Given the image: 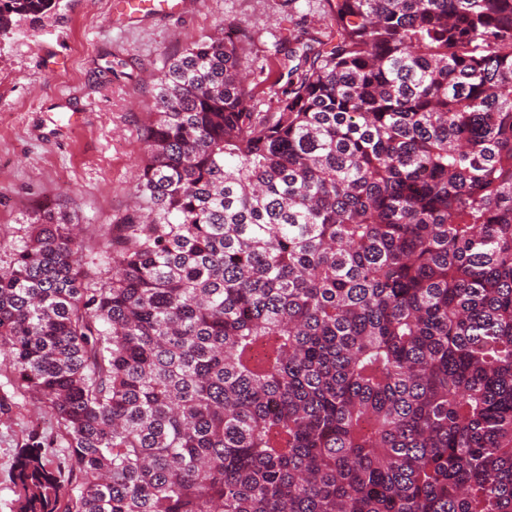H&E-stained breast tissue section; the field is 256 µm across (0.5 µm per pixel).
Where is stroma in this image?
<instances>
[{"mask_svg":"<svg viewBox=\"0 0 512 512\" xmlns=\"http://www.w3.org/2000/svg\"><path fill=\"white\" fill-rule=\"evenodd\" d=\"M179 13L125 17L118 0H62L43 26L0 39V265L43 201L76 214L87 281L105 276L106 231L133 209V187L164 56L233 24L254 97L272 112L292 66L289 31L314 48L334 36L327 0H182ZM37 437L52 469L68 450L33 397L0 410V512H16L12 473L19 448Z\"/></svg>","mask_w":512,"mask_h":512,"instance_id":"obj_1","label":"stroma"}]
</instances>
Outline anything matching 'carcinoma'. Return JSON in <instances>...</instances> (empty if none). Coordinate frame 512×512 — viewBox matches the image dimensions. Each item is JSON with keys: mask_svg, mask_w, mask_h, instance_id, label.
<instances>
[{"mask_svg": "<svg viewBox=\"0 0 512 512\" xmlns=\"http://www.w3.org/2000/svg\"><path fill=\"white\" fill-rule=\"evenodd\" d=\"M327 2L275 112L238 27L165 60L104 279L30 216L0 354L75 481L25 444L19 512H512V0Z\"/></svg>", "mask_w": 512, "mask_h": 512, "instance_id": "obj_1", "label": "carcinoma"}]
</instances>
